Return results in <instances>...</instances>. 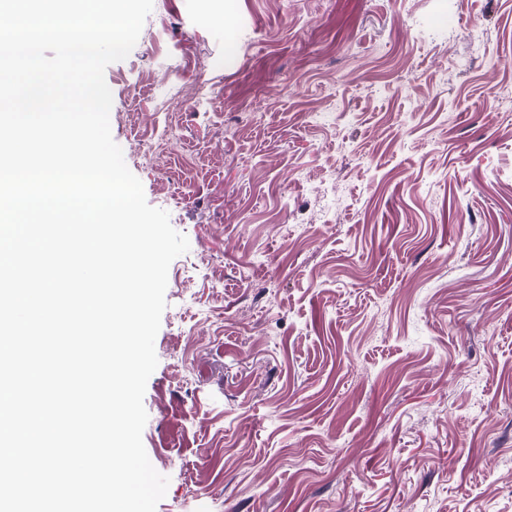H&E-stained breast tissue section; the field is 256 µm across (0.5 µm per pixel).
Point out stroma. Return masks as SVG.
I'll use <instances>...</instances> for the list:
<instances>
[{
    "mask_svg": "<svg viewBox=\"0 0 512 512\" xmlns=\"http://www.w3.org/2000/svg\"><path fill=\"white\" fill-rule=\"evenodd\" d=\"M105 80L189 241L156 512H512V0H153ZM214 94L213 85L203 81L194 82L189 86L174 84L161 99V104L163 107H167V105H196L211 100Z\"/></svg>",
    "mask_w": 512,
    "mask_h": 512,
    "instance_id": "stroma-1",
    "label": "stroma"
}]
</instances>
